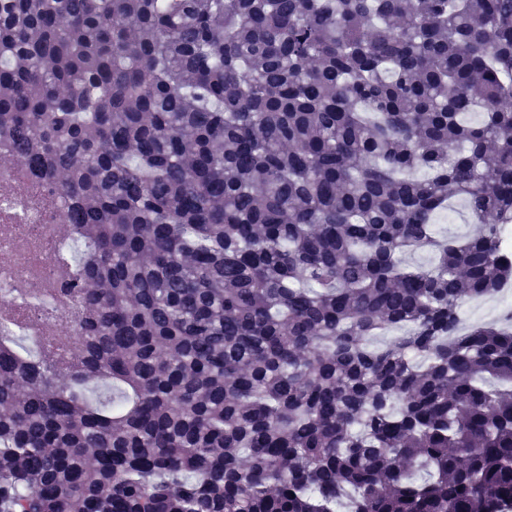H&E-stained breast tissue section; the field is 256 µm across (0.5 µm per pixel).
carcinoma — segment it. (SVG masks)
I'll list each match as a JSON object with an SVG mask.
<instances>
[{"label": "carcinoma", "instance_id": "obj_1", "mask_svg": "<svg viewBox=\"0 0 512 512\" xmlns=\"http://www.w3.org/2000/svg\"><path fill=\"white\" fill-rule=\"evenodd\" d=\"M2 160L97 257L0 512H512V0H0ZM450 217L447 223L439 224L441 235H447L448 237L462 236L469 231L468 224L465 223V211L461 202H457L451 212L448 213ZM505 293L494 295L473 305L474 321L489 325H499L503 321V301Z\"/></svg>", "mask_w": 512, "mask_h": 512}]
</instances>
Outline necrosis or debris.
I'll return each instance as SVG.
<instances>
[{
  "instance_id": "1",
  "label": "necrosis or debris",
  "mask_w": 512,
  "mask_h": 512,
  "mask_svg": "<svg viewBox=\"0 0 512 512\" xmlns=\"http://www.w3.org/2000/svg\"><path fill=\"white\" fill-rule=\"evenodd\" d=\"M63 204L43 178L0 163V336L40 357L46 344L70 351L77 299L64 295L88 263L91 247L60 231Z\"/></svg>"
}]
</instances>
